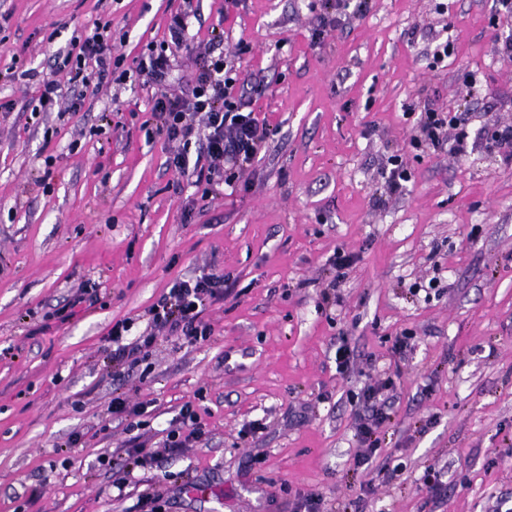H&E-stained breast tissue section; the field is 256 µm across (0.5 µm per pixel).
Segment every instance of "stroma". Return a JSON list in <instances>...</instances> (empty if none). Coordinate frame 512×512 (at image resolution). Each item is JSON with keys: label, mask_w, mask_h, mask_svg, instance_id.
<instances>
[{"label": "stroma", "mask_w": 512, "mask_h": 512, "mask_svg": "<svg viewBox=\"0 0 512 512\" xmlns=\"http://www.w3.org/2000/svg\"><path fill=\"white\" fill-rule=\"evenodd\" d=\"M169 2L0 0V68L17 57L50 76L54 47L99 18L134 67L162 40ZM345 2L317 36L324 0H193L174 79L192 76L195 47L222 31L277 129L235 188L206 198L167 168L171 143L143 129L155 88L141 78L88 95L81 112L36 118L35 83L0 84L15 103L0 117V512H128L152 490L169 512H291L299 490L333 512L512 500V165L486 148L494 126L512 125V64L500 58L512 4L369 0L361 15ZM446 41L452 54L433 64ZM429 103L465 114L462 156L411 148ZM394 155L411 180L389 196ZM339 248L356 261L326 303ZM202 269L225 275L210 340L160 336L113 376L112 325L129 319L139 334L169 283ZM85 283L98 304L58 319ZM405 332L410 348L394 353ZM343 343L353 362L341 374ZM387 377L395 413L357 472L356 395ZM119 394L149 401L155 445L187 403L206 432L121 493L130 433L107 412ZM430 468L439 490L424 484Z\"/></svg>", "instance_id": "obj_1"}]
</instances>
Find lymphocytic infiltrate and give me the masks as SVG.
<instances>
[{"label":"lymphocytic infiltrate","mask_w":512,"mask_h":512,"mask_svg":"<svg viewBox=\"0 0 512 512\" xmlns=\"http://www.w3.org/2000/svg\"><path fill=\"white\" fill-rule=\"evenodd\" d=\"M190 7L191 0H182L171 11L164 39L146 44L133 72L157 87L150 109L154 130L177 145L166 161L168 168L194 172L200 185L210 187L221 181L231 187L253 165L274 131L268 123L259 121L255 112L247 110L244 85L231 61L218 51L224 42L223 33L213 34L200 46L196 73L187 87L177 93L167 90L172 71L167 50L184 43ZM128 72L123 55L112 51L111 21L98 19L92 29L72 36L67 46L55 51L51 76L38 78L36 69L14 63L0 69V79L37 80L38 95L31 108L32 115L37 116L58 105L68 113L82 111L88 93L98 92L111 82L125 81ZM419 126L427 144H447L453 153L463 152L468 130L458 114L429 108L422 112ZM223 295L224 276L219 272L174 279L149 307V322L137 337H129L128 320L112 325L113 374L121 375L133 356L148 352L159 334L192 345L208 341L212 326L204 315ZM392 385L387 378L365 386L357 396L356 436L360 449L354 457L355 467L367 466L380 447L378 430L390 418L394 405L386 395ZM204 434L195 411L183 406L166 434L164 449L172 455L181 453L200 442Z\"/></svg>","instance_id":"f902f5d3"}]
</instances>
